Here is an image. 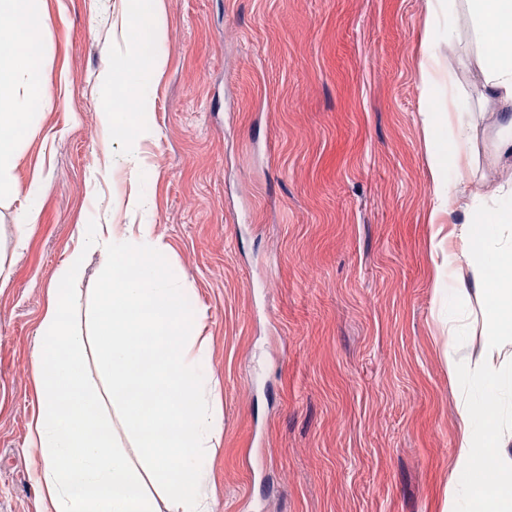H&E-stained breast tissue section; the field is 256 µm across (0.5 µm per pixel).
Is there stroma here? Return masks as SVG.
<instances>
[{
  "label": "stroma",
  "instance_id": "1",
  "mask_svg": "<svg viewBox=\"0 0 512 512\" xmlns=\"http://www.w3.org/2000/svg\"><path fill=\"white\" fill-rule=\"evenodd\" d=\"M45 17L35 99L0 195V512H40L28 440L38 408L36 329L80 225L99 214L138 224L139 180L91 183L131 128L106 131L136 44L132 0H37ZM427 0H162L164 68L154 77L152 174L164 258L207 338L222 428L211 450L212 512H439L458 432V389L442 353L448 308L435 288L454 270L468 301L483 287L442 234L423 128L419 34ZM451 65L472 141L462 185L486 192L512 172L497 140L512 111L489 99L483 50L464 33ZM40 183L27 248L15 217ZM68 316L93 319L91 277Z\"/></svg>",
  "mask_w": 512,
  "mask_h": 512
}]
</instances>
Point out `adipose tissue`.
Here are the masks:
<instances>
[{"label": "adipose tissue", "instance_id": "1", "mask_svg": "<svg viewBox=\"0 0 512 512\" xmlns=\"http://www.w3.org/2000/svg\"><path fill=\"white\" fill-rule=\"evenodd\" d=\"M446 13V29L437 17ZM154 47L139 55L135 132L126 140L121 164L143 185L134 199L147 209L151 173L135 143L151 130L152 88L147 75L166 60L157 7H150ZM0 15L15 18L0 28V194L18 144L6 130L36 131L30 110L36 87L32 60L40 48L45 20L32 0H0ZM481 43L501 46L498 62L485 68V83L496 104L512 106V0H434L420 37L419 78L428 104H435L440 70L427 58L437 39L456 44L462 28ZM461 103L448 98V124H425L433 177L449 209L464 208L469 223L448 235V256L463 255L494 271L489 287L476 291L478 313L460 318L456 291L448 293V335L481 332L480 359L462 367L445 350L449 379L459 385V424L453 464L442 491V512H512V245L496 228L512 218V193L498 186L469 198L459 193L471 129ZM102 253L108 264L93 290L95 317L90 334L74 329L61 299L83 268L86 255ZM54 296L38 325L34 366L39 408L29 434L39 456L36 481L46 512H211L209 465L222 418L215 402L207 346L189 291L167 266L152 220L131 234L109 224H84L78 243L56 274ZM113 414H106L105 406ZM123 430L137 449L130 459L115 437Z\"/></svg>", "mask_w": 512, "mask_h": 512}]
</instances>
